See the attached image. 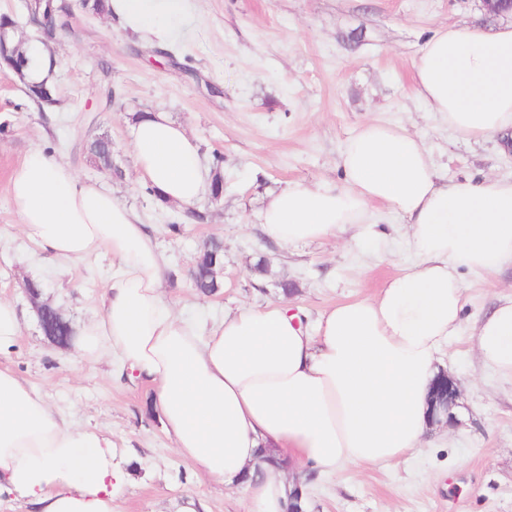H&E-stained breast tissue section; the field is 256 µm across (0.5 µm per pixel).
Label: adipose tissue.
Wrapping results in <instances>:
<instances>
[{"instance_id":"adipose-tissue-1","label":"adipose tissue","mask_w":512,"mask_h":512,"mask_svg":"<svg viewBox=\"0 0 512 512\" xmlns=\"http://www.w3.org/2000/svg\"><path fill=\"white\" fill-rule=\"evenodd\" d=\"M186 10L187 0H109L111 21L158 45ZM413 80L428 110L461 138L511 131L512 24L439 28ZM132 145L142 179L164 202L187 210L210 189L200 144L166 113L136 120ZM339 166L342 183L294 181L268 193L256 215L264 234L288 247L353 227L377 243L370 207L382 203L406 220L415 260L377 295L327 309L312 330L283 302L239 308L209 326L175 314L156 243L130 208L38 150L10 175L29 241L58 258H112L98 311L77 333L81 355L118 354L150 385L175 451L225 488L245 486L251 512L289 510L279 467H256L260 449L325 476L393 463L420 447L437 354L461 324L459 272L512 265V181L440 183L423 139L388 123L358 128ZM478 353L512 376V297L483 318ZM122 479L111 437L68 425L0 368V492L37 512H114L112 489Z\"/></svg>"}]
</instances>
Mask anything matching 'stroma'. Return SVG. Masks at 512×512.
Returning a JSON list of instances; mask_svg holds the SVG:
<instances>
[{"label":"stroma","mask_w":512,"mask_h":512,"mask_svg":"<svg viewBox=\"0 0 512 512\" xmlns=\"http://www.w3.org/2000/svg\"><path fill=\"white\" fill-rule=\"evenodd\" d=\"M70 5L71 29L52 45L56 105L28 102L15 74L0 69V299L21 321L0 365L73 427L111 435L114 461L126 473L114 512H175L188 496L205 512H249L244 490L202 478L175 452L149 409L147 387L116 357L82 358L42 334L27 281L38 280L44 299L79 329L97 311L112 259L59 261L27 241L8 191L12 170L39 149L135 210L166 264L164 294L182 317L205 324L228 309L284 298L311 327L329 306L375 295L396 264L375 262L349 232L288 248L266 239L254 218L265 194L294 180L340 181L338 155L368 122L419 133L445 181L512 180V153L499 136L460 139L413 84L421 49L439 27L501 21L487 16L481 0H189L163 57L79 0ZM155 110L189 129L205 162L224 159V198L202 197L204 221L145 192L132 117ZM98 135L112 140L115 171L98 168L85 150ZM209 240L223 244L224 263L219 293L204 297L188 270ZM461 281L463 320L438 361L457 381L456 420L431 425L421 447L397 463L305 477L308 512H512V377L477 353V318L512 295V267L465 272ZM284 282L293 294L283 295Z\"/></svg>","instance_id":"stroma-1"}]
</instances>
